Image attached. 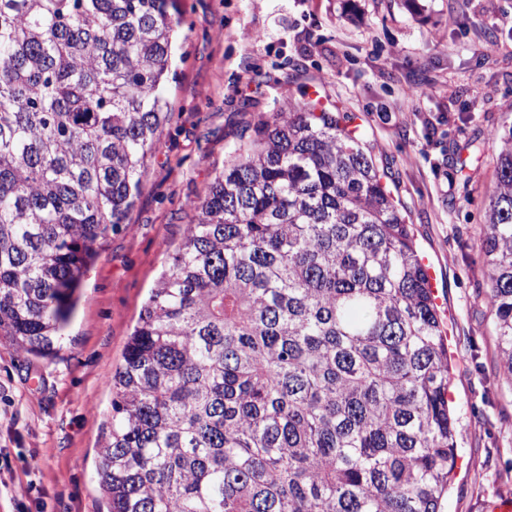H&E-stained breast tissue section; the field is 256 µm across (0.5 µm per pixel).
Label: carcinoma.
Segmentation results:
<instances>
[{"label": "carcinoma", "instance_id": "obj_1", "mask_svg": "<svg viewBox=\"0 0 512 512\" xmlns=\"http://www.w3.org/2000/svg\"><path fill=\"white\" fill-rule=\"evenodd\" d=\"M174 0H0V338L55 357L171 107ZM109 381L108 512H441L452 372L362 140L274 112L195 206ZM480 248L512 376V130Z\"/></svg>", "mask_w": 512, "mask_h": 512}]
</instances>
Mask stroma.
Returning <instances> with one entry per match:
<instances>
[{
	"label": "stroma",
	"instance_id": "stroma-1",
	"mask_svg": "<svg viewBox=\"0 0 512 512\" xmlns=\"http://www.w3.org/2000/svg\"><path fill=\"white\" fill-rule=\"evenodd\" d=\"M177 78L126 229L84 276L58 355L0 342V512H107L108 381L225 161L271 113L317 99L358 130L436 270L457 428L443 512L512 499V380L480 251L512 129V0H177ZM33 484L15 503L8 489Z\"/></svg>",
	"mask_w": 512,
	"mask_h": 512
}]
</instances>
